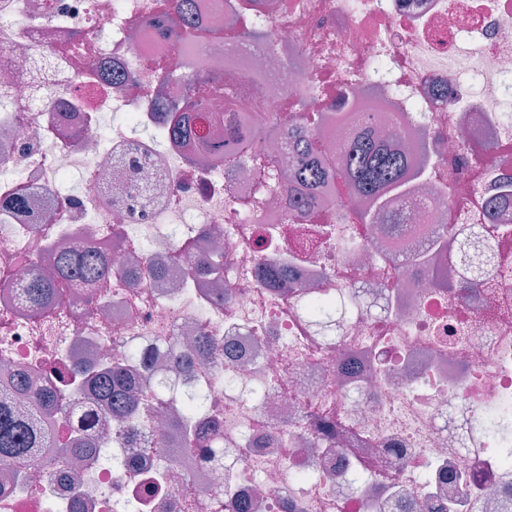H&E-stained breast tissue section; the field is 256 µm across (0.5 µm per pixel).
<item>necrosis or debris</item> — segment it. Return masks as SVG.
<instances>
[{"label":"necrosis or debris","instance_id":"1","mask_svg":"<svg viewBox=\"0 0 512 512\" xmlns=\"http://www.w3.org/2000/svg\"><path fill=\"white\" fill-rule=\"evenodd\" d=\"M197 3L187 45L166 30L168 0H0V375L51 390L76 361L105 367L132 345L141 358L127 370L146 389L135 441L99 417L101 452L125 465L86 463L71 480L65 458H0V512H218L230 498L248 512H512V467L436 427L451 408L512 409V0H247L254 41L224 0ZM197 71L240 86L204 105L250 120L247 138L280 167L285 144L262 136L259 117L306 113L330 181L272 191L252 155L135 135L184 110ZM107 112L124 119L106 140ZM365 118L410 157L404 192L385 199L405 223L356 221L375 204L335 175ZM17 192L25 210L6 206ZM448 222L492 224L498 241L494 258L471 252L488 283L469 299L452 239L401 262ZM116 237L117 273L89 313L70 294L47 332L15 299L61 249ZM216 251L223 272L199 277L200 255ZM131 266L167 275L125 276ZM357 288L387 313L311 328L308 292ZM186 336L213 346L198 383L234 377L212 392L206 419L224 451L207 460L174 453L170 412L147 392L162 373L179 383L171 346Z\"/></svg>","mask_w":512,"mask_h":512}]
</instances>
